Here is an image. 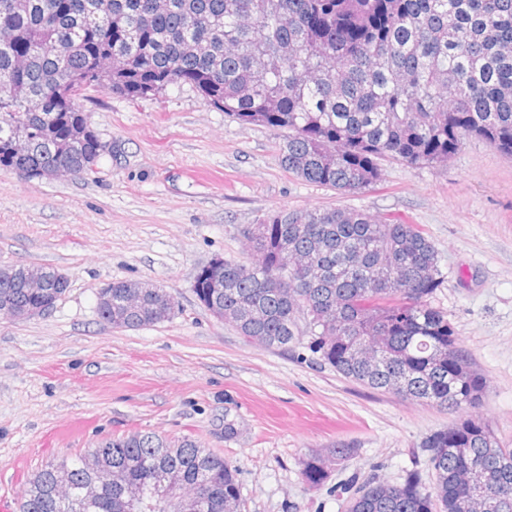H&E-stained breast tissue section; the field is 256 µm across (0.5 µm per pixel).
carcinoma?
I'll return each instance as SVG.
<instances>
[{
  "instance_id": "cac0c4a2",
  "label": "carcinoma",
  "mask_w": 512,
  "mask_h": 512,
  "mask_svg": "<svg viewBox=\"0 0 512 512\" xmlns=\"http://www.w3.org/2000/svg\"><path fill=\"white\" fill-rule=\"evenodd\" d=\"M105 84L144 97L188 85L245 124L287 132L281 162L297 178L355 193L380 177L378 160L448 162L468 137L512 156V0H0V162L41 175L59 163L76 170L105 152L77 103ZM61 139H41L45 126ZM27 132L14 149V132ZM249 253L224 259V293L197 299L239 335L268 349L300 346L364 387L412 402L465 410L485 385L431 298L441 283L438 252L417 224L353 209L277 211L244 228ZM14 309L37 299L0 277ZM145 289L112 327L170 319ZM434 478L400 484L368 480L347 512H512V448L465 417L421 443ZM105 467L83 455L32 474L20 512H120L118 485L146 496L144 464L176 468L182 491L211 482L213 512H239L236 467L191 438L132 432L95 446ZM346 448L310 457L313 486ZM96 480L100 500L81 510L53 493L56 473ZM481 471L487 499L470 492Z\"/></svg>"
}]
</instances>
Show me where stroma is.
<instances>
[{
  "mask_svg": "<svg viewBox=\"0 0 512 512\" xmlns=\"http://www.w3.org/2000/svg\"><path fill=\"white\" fill-rule=\"evenodd\" d=\"M78 102L111 155L62 179L0 169V263L50 267L69 282L49 313L0 318L8 512L46 463L134 431L189 436L232 461L241 512H345L354 479L430 476L421 443L458 413L252 344L197 300L199 268L245 256L244 227L280 210L342 207L420 225L443 273L432 303L486 381L472 413L512 448V158L470 137L443 166L381 160L378 181L342 195L284 169L282 132L242 124L190 87L144 98L101 88ZM115 280L166 288L171 318L101 323L97 297ZM328 448L353 455L312 486L302 462Z\"/></svg>",
  "mask_w": 512,
  "mask_h": 512,
  "instance_id": "stroma-1",
  "label": "stroma"
}]
</instances>
